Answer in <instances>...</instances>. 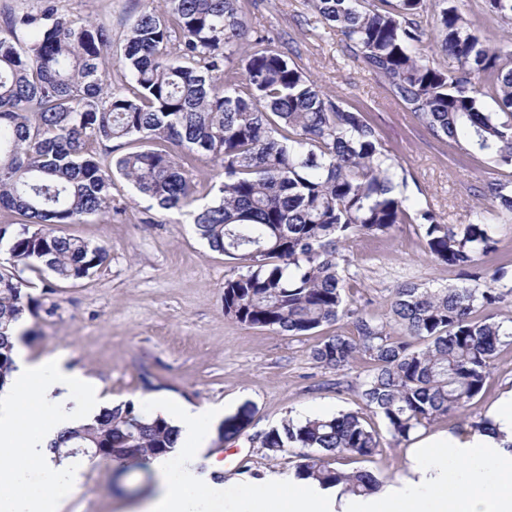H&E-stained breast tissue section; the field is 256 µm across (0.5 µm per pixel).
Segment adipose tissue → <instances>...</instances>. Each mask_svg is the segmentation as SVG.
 Here are the masks:
<instances>
[{
    "label": "adipose tissue",
    "mask_w": 512,
    "mask_h": 512,
    "mask_svg": "<svg viewBox=\"0 0 512 512\" xmlns=\"http://www.w3.org/2000/svg\"><path fill=\"white\" fill-rule=\"evenodd\" d=\"M14 359L13 380L0 390V447L21 461L0 463V512H56L57 498L69 495L80 470L53 461L47 444L98 415L101 400L61 360L30 361L20 350ZM145 407L178 436L167 455L152 460L158 487L139 512H512V392L489 413L495 433L421 438L408 454L407 474L368 496L294 477L282 495L272 481L219 492L212 475L222 462L210 460L204 471L194 462L208 445L212 412L163 397L146 399Z\"/></svg>",
    "instance_id": "ef3b65f1"
}]
</instances>
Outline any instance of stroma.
<instances>
[{
	"label": "stroma",
	"mask_w": 512,
	"mask_h": 512,
	"mask_svg": "<svg viewBox=\"0 0 512 512\" xmlns=\"http://www.w3.org/2000/svg\"><path fill=\"white\" fill-rule=\"evenodd\" d=\"M251 31L279 36L294 60L330 95L367 115L383 146L408 171L407 192L447 224L468 223L483 210L498 227V249L480 260L496 268L512 259V214L488 206L478 192L490 180L512 181V166L466 156L435 140L393 98L384 80L342 53L332 28L304 24L307 0H244ZM137 0H65L66 9L104 21L114 48H121ZM112 194L115 212L62 225L63 233L107 246L111 260L90 279L71 286L46 278L31 294L44 308L24 316L20 342L28 359L58 358L94 381L103 404L142 406L154 394L194 407L217 409L235 419L239 432L225 439L224 484L257 482L294 472V460L262 448L261 433L289 418L362 410L352 390L333 389L336 378L361 377L364 359L343 371L316 367L310 359L320 334L282 336L242 325L224 314V281L239 273L236 260L211 251L194 233L188 216L146 211L125 180ZM358 304L385 316L386 301L404 281L430 288L464 285L455 268L434 262L417 225L394 235L347 244ZM512 390V345L503 347L483 392L462 413L435 421L430 431L466 428ZM157 488L154 474L123 476L115 463H86L82 480L59 512H136Z\"/></svg>",
	"instance_id": "obj_1"
}]
</instances>
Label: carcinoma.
Segmentation results:
<instances>
[{"mask_svg":"<svg viewBox=\"0 0 512 512\" xmlns=\"http://www.w3.org/2000/svg\"><path fill=\"white\" fill-rule=\"evenodd\" d=\"M60 2L0 11V210L24 218L0 224V389L15 369L16 324L41 308L27 292L32 276L75 285L109 259L105 246L57 227L112 211L122 178L147 209L189 215L211 250L242 264L224 280L226 316L288 336L345 322L310 358L338 372L366 359L353 389L395 443L482 392L512 344V324L494 313L512 278L479 266L497 244L495 225L445 224L400 192L407 170L363 113L324 92L279 38L252 34L243 0H145L115 57L111 29ZM309 3L306 24L340 31L344 53L381 76L433 138L512 166L511 37L487 45L454 0ZM486 4L511 31L512 0ZM203 159L219 165L205 204L193 176ZM481 197L512 213L508 184L488 182ZM402 224L418 225L430 256L474 286L402 282L381 318L354 305L342 250ZM175 437L168 421L125 402L48 448L59 459L62 448H101L103 459L136 463L167 454ZM260 443L296 458L298 478L353 495L381 484L337 467L383 451L360 412L288 419Z\"/></svg>","mask_w":512,"mask_h":512,"instance_id":"carcinoma-1","label":"carcinoma"}]
</instances>
